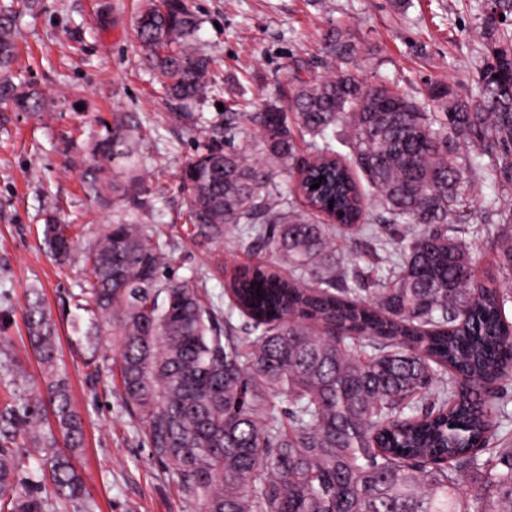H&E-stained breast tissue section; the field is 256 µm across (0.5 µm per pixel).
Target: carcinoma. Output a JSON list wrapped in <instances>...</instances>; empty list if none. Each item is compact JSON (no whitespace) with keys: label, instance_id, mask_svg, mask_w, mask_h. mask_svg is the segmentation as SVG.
I'll return each instance as SVG.
<instances>
[{"label":"carcinoma","instance_id":"carcinoma-1","mask_svg":"<svg viewBox=\"0 0 512 512\" xmlns=\"http://www.w3.org/2000/svg\"><path fill=\"white\" fill-rule=\"evenodd\" d=\"M490 2L475 96L435 81L421 103L340 68L300 84L293 125L267 104L226 112L208 131L182 173L188 236L221 243L234 226L270 255L227 280L222 317L197 279L165 274L171 243L130 209L136 165L109 172L107 162L131 157L138 127L116 112L96 140L87 192L121 208L85 254L84 339L97 343L104 328L116 336L111 380L196 512H512V447H490L486 399L512 378V295L479 283L450 228L473 203L458 163L466 145L491 160L488 204L509 229L496 265L512 273V206L502 202L512 195V0ZM14 27L0 8V100L36 114L41 99L12 80ZM198 27L190 0H148L136 18L146 61L182 109L211 92ZM323 53L343 59L355 47L333 32ZM373 220L384 225L380 246L395 249L374 287L356 288L333 236ZM70 231L44 226L53 258L73 251ZM23 315L44 385L3 366L0 512H91L74 465L82 421L38 289ZM236 315L249 336L235 335ZM27 445L44 453L33 482L19 475Z\"/></svg>","mask_w":512,"mask_h":512}]
</instances>
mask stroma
<instances>
[{
	"mask_svg": "<svg viewBox=\"0 0 512 512\" xmlns=\"http://www.w3.org/2000/svg\"><path fill=\"white\" fill-rule=\"evenodd\" d=\"M16 10L19 82L43 101L34 115L0 105V362L32 381L42 368L32 354L23 316L28 289H39L55 325L58 362L67 371L84 445L74 463L96 504L95 512H195L171 468L150 455L142 423L126 409L119 388L93 378L112 365L117 347L101 336L96 350L79 342L88 316L78 307L88 275L83 254L112 210L84 188L90 147L116 112L138 125L136 158L150 204L139 223L159 230L174 246L169 273L203 279L216 308L228 299L224 283L258 258L250 241L228 232L223 244L196 243L186 234L188 201L181 171L197 153L205 129L223 124V109L244 102L290 110L297 80L325 73L328 31H339L356 54L341 67L368 82H386L423 99L441 80L461 96L479 89L487 50L477 0H192L201 24L195 41L211 60L216 88L192 113L168 100L143 59L135 17L144 0H0ZM474 203L456 227L474 252L480 275L512 290L499 274L493 240L498 218L484 215L493 195L483 172L467 171ZM69 224L77 246L55 262L43 229Z\"/></svg>",
	"mask_w": 512,
	"mask_h": 512,
	"instance_id": "35a3bbf8",
	"label": "stroma"
}]
</instances>
